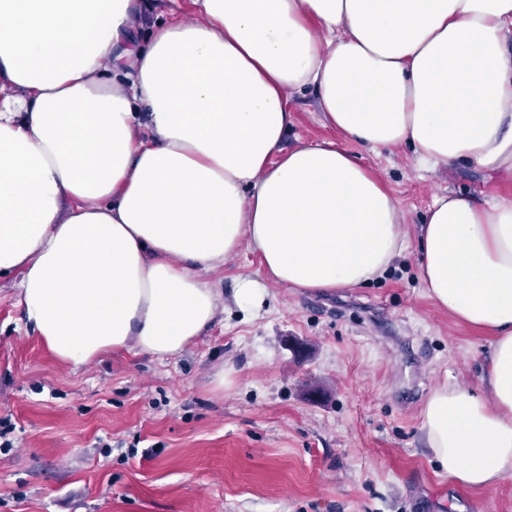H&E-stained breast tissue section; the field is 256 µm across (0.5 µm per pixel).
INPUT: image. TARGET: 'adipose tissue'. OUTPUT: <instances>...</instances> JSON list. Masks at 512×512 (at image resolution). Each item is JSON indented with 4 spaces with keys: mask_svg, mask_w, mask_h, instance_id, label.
I'll use <instances>...</instances> for the list:
<instances>
[{
    "mask_svg": "<svg viewBox=\"0 0 512 512\" xmlns=\"http://www.w3.org/2000/svg\"><path fill=\"white\" fill-rule=\"evenodd\" d=\"M0 0V279L62 362L175 357L267 283L380 278L418 240L427 296L490 333L481 393L436 388L420 431L449 478L512 477V199L437 195L415 234L350 151L512 178V0ZM314 91L340 140L285 147ZM263 278L224 294L241 248ZM146 17L142 37L147 35L146 29L150 22H167L169 14L175 12L180 15L193 9L192 0H147Z\"/></svg>",
    "mask_w": 512,
    "mask_h": 512,
    "instance_id": "ef3b65f1",
    "label": "adipose tissue"
}]
</instances>
